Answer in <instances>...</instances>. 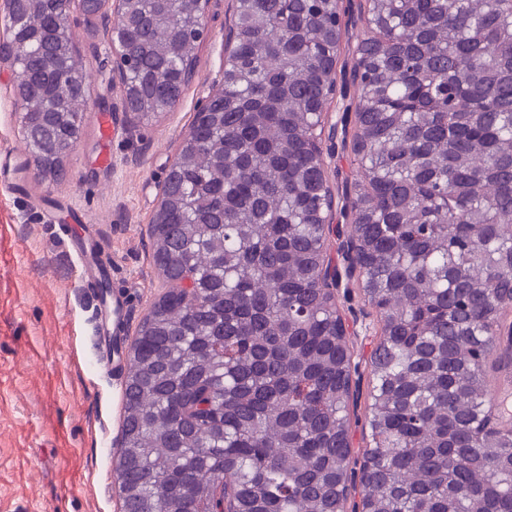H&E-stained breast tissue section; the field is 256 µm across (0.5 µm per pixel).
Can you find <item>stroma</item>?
Listing matches in <instances>:
<instances>
[{
    "label": "stroma",
    "mask_w": 512,
    "mask_h": 512,
    "mask_svg": "<svg viewBox=\"0 0 512 512\" xmlns=\"http://www.w3.org/2000/svg\"><path fill=\"white\" fill-rule=\"evenodd\" d=\"M232 12L231 0H210V35L192 83L170 112L149 121L124 110L101 23L74 15L90 95L111 108H88L81 142L56 180L29 165L20 106L0 69V512H120L113 468L121 403L112 386L126 366L106 373L95 365L104 351L95 296L62 237L90 232L110 258L112 291L127 308L115 343L127 352L165 289L149 224L197 98L224 68ZM345 317L356 329L354 358L368 366L380 325L356 294Z\"/></svg>",
    "instance_id": "stroma-1"
}]
</instances>
